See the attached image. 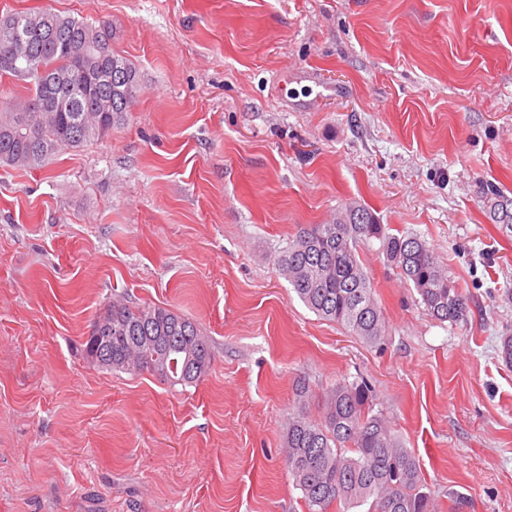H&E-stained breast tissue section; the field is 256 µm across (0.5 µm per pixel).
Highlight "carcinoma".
<instances>
[{
	"mask_svg": "<svg viewBox=\"0 0 512 512\" xmlns=\"http://www.w3.org/2000/svg\"><path fill=\"white\" fill-rule=\"evenodd\" d=\"M26 83V94L0 112V163L44 166L65 150L102 139L124 117L138 89V73L112 49V25L94 26L48 10L0 15V81ZM493 217L512 228V199L498 195ZM381 241L387 261L416 288L425 309L441 322L466 321L469 299L414 235L388 234L373 214L351 207L330 224H307L280 251L276 264L316 315L351 330L369 344L386 322L359 243ZM84 352L111 371L155 373L174 384L205 377L212 351L188 317L163 307L114 303L95 321ZM323 420L288 422L285 464L308 512L333 504L366 512H436L421 491L415 455L393 433L361 383H339L323 394Z\"/></svg>",
	"mask_w": 512,
	"mask_h": 512,
	"instance_id": "obj_1",
	"label": "carcinoma"
}]
</instances>
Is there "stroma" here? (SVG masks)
Here are the masks:
<instances>
[{
  "label": "stroma",
  "mask_w": 512,
  "mask_h": 512,
  "mask_svg": "<svg viewBox=\"0 0 512 512\" xmlns=\"http://www.w3.org/2000/svg\"><path fill=\"white\" fill-rule=\"evenodd\" d=\"M111 23L124 121L40 169L0 166V512H308L289 420L365 381L438 512H512V0H0ZM368 207L469 298L429 316L378 240V344L320 319L273 258ZM192 319L174 386L83 351L113 301ZM306 380L311 397L298 396Z\"/></svg>",
  "instance_id": "35a3bbf8"
}]
</instances>
